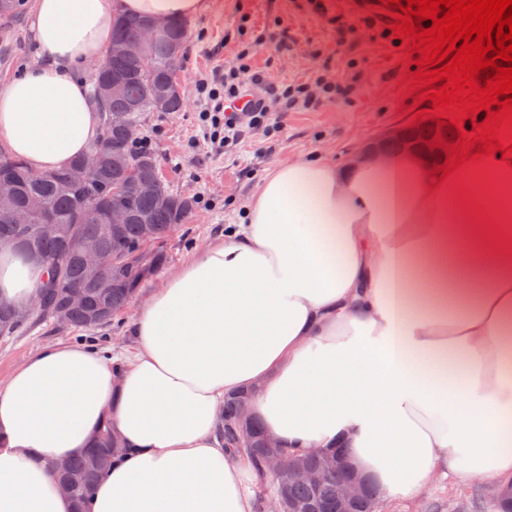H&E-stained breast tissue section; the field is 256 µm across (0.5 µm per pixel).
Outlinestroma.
<instances>
[{
    "label": "stroma",
    "instance_id": "35a3bbf8",
    "mask_svg": "<svg viewBox=\"0 0 512 512\" xmlns=\"http://www.w3.org/2000/svg\"><path fill=\"white\" fill-rule=\"evenodd\" d=\"M328 14L307 8L305 0H212L209 10L189 19L188 51L181 62L185 106L179 112H146L140 136L148 140L167 186L175 193L205 195L211 206L197 203L186 224L167 242L163 268L140 289L145 301L154 288L236 223L266 171L300 157L324 155L348 162L362 141L397 126L413 123L414 95L402 84L401 45L364 31L339 38L332 16H353L351 0H328ZM31 14L23 12L0 27V80L38 60ZM264 34L262 43L253 37ZM250 46L254 68L274 87L305 82L320 103L287 113L276 137L251 132L242 142L215 148L204 140L197 122V84L217 68L233 64ZM351 84L347 99L321 101V83ZM132 312L111 325L86 331L31 321L10 336H0V380L44 347L68 342L108 351L131 345ZM476 488L438 479L415 499L382 500L380 512H470Z\"/></svg>",
    "mask_w": 512,
    "mask_h": 512
}]
</instances>
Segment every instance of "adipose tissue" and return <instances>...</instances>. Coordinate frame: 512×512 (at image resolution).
<instances>
[{"label":"adipose tissue","mask_w":512,"mask_h":512,"mask_svg":"<svg viewBox=\"0 0 512 512\" xmlns=\"http://www.w3.org/2000/svg\"><path fill=\"white\" fill-rule=\"evenodd\" d=\"M208 0H34L40 62L0 80V142L36 172L99 137L87 82L112 13L180 20ZM407 155L275 167L243 221L136 311L134 353L60 343L0 382V512H75L52 470L104 420L127 444L91 512H254L251 459L226 451V398L289 452L346 449L389 499L437 476L512 482V254L486 247L457 191L512 235V163L460 180ZM42 269L0 245V302Z\"/></svg>","instance_id":"adipose-tissue-1"}]
</instances>
